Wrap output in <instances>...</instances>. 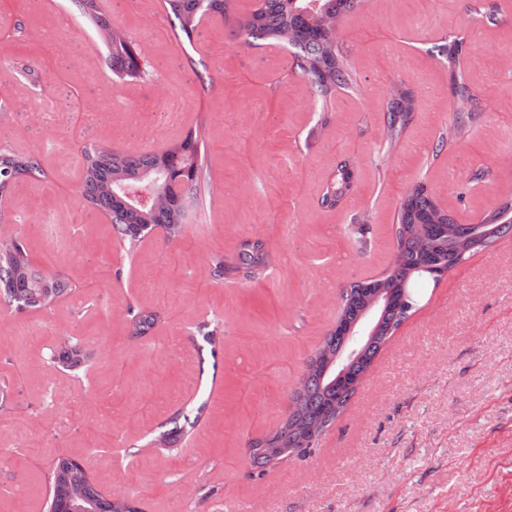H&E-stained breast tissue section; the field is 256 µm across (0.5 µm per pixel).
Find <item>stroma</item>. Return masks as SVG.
Wrapping results in <instances>:
<instances>
[{"mask_svg":"<svg viewBox=\"0 0 512 512\" xmlns=\"http://www.w3.org/2000/svg\"><path fill=\"white\" fill-rule=\"evenodd\" d=\"M256 2L187 34L164 0H98L143 62L120 79L76 0H0V145L43 169L0 197V234L72 284L47 308L0 305V512H45L61 455L140 512H512V236L419 289L309 456L257 478L247 448L279 425L341 291L392 271L409 190L459 224L512 200V0H483L487 22L472 0H360L342 19L353 83L324 98L283 47L244 43ZM454 39L451 63L437 47ZM396 83L416 105L392 143ZM197 130L203 199L183 236L117 241L81 200L83 149L161 151ZM343 162L352 188L323 206ZM248 238L270 254L258 280L236 271ZM131 307L157 313L147 335L130 336ZM66 336L91 354L77 377L52 360Z\"/></svg>","mask_w":512,"mask_h":512,"instance_id":"1","label":"stroma"}]
</instances>
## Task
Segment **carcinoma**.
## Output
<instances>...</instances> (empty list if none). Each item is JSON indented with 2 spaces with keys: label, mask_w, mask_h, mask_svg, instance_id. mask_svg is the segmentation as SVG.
Returning a JSON list of instances; mask_svg holds the SVG:
<instances>
[{
  "label": "carcinoma",
  "mask_w": 512,
  "mask_h": 512,
  "mask_svg": "<svg viewBox=\"0 0 512 512\" xmlns=\"http://www.w3.org/2000/svg\"><path fill=\"white\" fill-rule=\"evenodd\" d=\"M233 0H165L169 14L185 33L207 15L224 16ZM356 0H258L256 8L241 25L246 41L288 42L295 65L316 91L325 96L338 87L352 84V77L336 39L333 23L351 11ZM78 6L106 39L112 56V71L118 76L135 77L140 66L134 47L126 37L98 16L97 0H78ZM415 98L403 86L392 90L386 112L389 139L398 141ZM199 146L189 133L179 143L160 152L124 153L106 147L86 148L80 194L84 203L104 210L116 237L130 244L139 241L155 227L166 230L170 239L182 236L188 207L198 201L201 164ZM163 167L168 174L164 194L141 204L129 196L146 190V176ZM43 173L40 161L32 156L0 147V195L7 191L3 181L35 177ZM402 255L398 268L382 278L356 282L343 289L335 325L308 357L300 385L289 396L288 412L279 426L248 443L252 475L261 477L283 459L303 458L317 447L321 436L347 410L358 388L395 332L417 306L413 292L420 280L440 281L471 254L498 239L512 235V202H506L482 221V227L457 224L417 184L402 200L395 230ZM269 253L261 239L240 244L238 269L245 279H257L269 266ZM71 290L60 277H45L34 265L25 246L15 240L0 245V302L23 308H46ZM378 294L388 297L373 335L363 338L357 353L349 355L356 337L350 334L363 321L365 309ZM131 334L142 336L157 322L148 309H129ZM90 358L72 342H63L58 356L62 366L76 371ZM194 416L172 421L160 433L164 445L174 444L185 426L201 418ZM52 496L48 512H73L84 504L92 512H140L128 498L113 499L101 494L87 471L67 456L57 458L51 472Z\"/></svg>",
  "instance_id": "carcinoma-1"
}]
</instances>
